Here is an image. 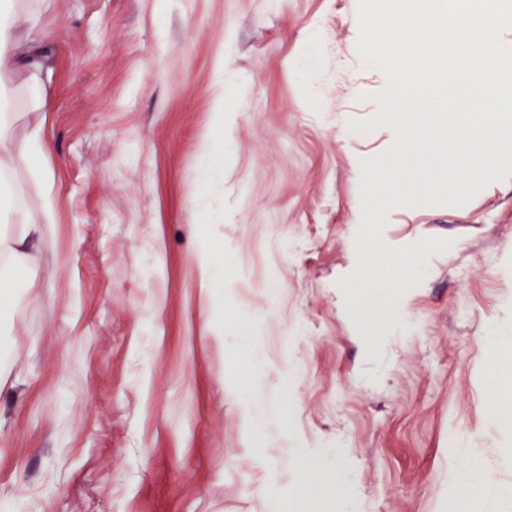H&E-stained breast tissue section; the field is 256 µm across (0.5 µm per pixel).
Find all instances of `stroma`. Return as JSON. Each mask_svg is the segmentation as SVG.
Instances as JSON below:
<instances>
[{
  "label": "stroma",
  "instance_id": "obj_1",
  "mask_svg": "<svg viewBox=\"0 0 512 512\" xmlns=\"http://www.w3.org/2000/svg\"><path fill=\"white\" fill-rule=\"evenodd\" d=\"M357 9L45 4V105L30 109L21 81L9 93L16 136L43 127L60 206L16 311L0 308V512H336L334 475L309 494L300 448H333L359 512H454L471 450L512 487V425L494 416L485 371L491 326L512 327V174L460 207L387 212L378 247L448 242L408 290L416 332L347 296L356 162L389 146L384 128L348 138L336 125L372 118L386 86L354 53ZM314 35L312 92L297 61ZM233 76L247 95L228 114ZM220 126L233 145L209 191L200 155ZM206 239L224 253L220 330L198 271Z\"/></svg>",
  "mask_w": 512,
  "mask_h": 512
}]
</instances>
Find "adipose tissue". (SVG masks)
<instances>
[{
    "label": "adipose tissue",
    "mask_w": 512,
    "mask_h": 512,
    "mask_svg": "<svg viewBox=\"0 0 512 512\" xmlns=\"http://www.w3.org/2000/svg\"><path fill=\"white\" fill-rule=\"evenodd\" d=\"M39 17L29 0H0V222L21 225L17 236H0V298L16 302L23 285V275L35 257L45 224L51 223L59 206L52 173L38 164L46 149L41 125L29 126L23 149H16L13 136L14 112L7 92L11 80L26 76L32 107L44 104L40 76L47 69L50 49L46 42L34 37ZM28 178L41 182L44 191L38 209L21 204L18 186ZM496 340L489 344L486 361L491 373L489 390L495 416L504 422L512 420V402L504 396L506 379L497 376L503 355V340L512 332L496 327Z\"/></svg>",
    "instance_id": "adipose-tissue-1"
}]
</instances>
